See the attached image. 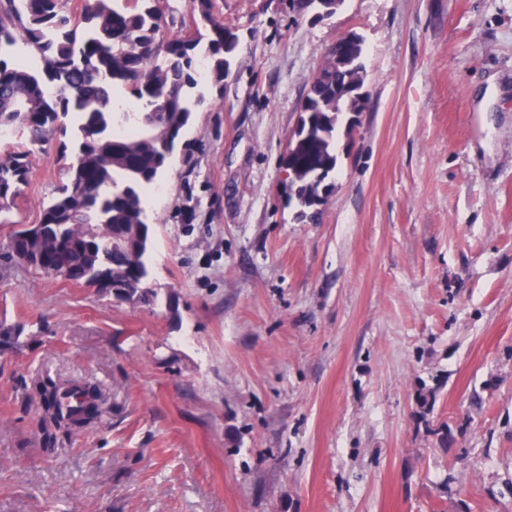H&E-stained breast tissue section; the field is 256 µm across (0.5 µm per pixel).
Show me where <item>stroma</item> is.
I'll use <instances>...</instances> for the list:
<instances>
[{
	"mask_svg": "<svg viewBox=\"0 0 512 512\" xmlns=\"http://www.w3.org/2000/svg\"><path fill=\"white\" fill-rule=\"evenodd\" d=\"M214 12L236 57L144 199L155 305L26 271L0 224V512H512V0ZM350 31L366 109L301 222L280 160ZM60 379L103 392L83 433L43 419Z\"/></svg>",
	"mask_w": 512,
	"mask_h": 512,
	"instance_id": "35a3bbf8",
	"label": "stroma"
}]
</instances>
